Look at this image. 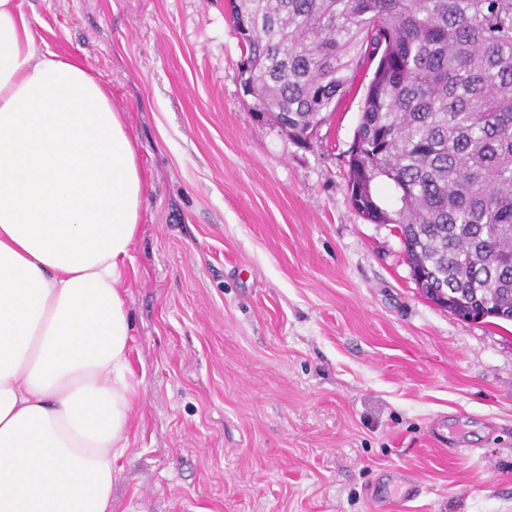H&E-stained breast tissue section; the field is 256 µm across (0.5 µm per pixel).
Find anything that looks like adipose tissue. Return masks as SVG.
<instances>
[{
  "instance_id": "adipose-tissue-1",
  "label": "adipose tissue",
  "mask_w": 512,
  "mask_h": 512,
  "mask_svg": "<svg viewBox=\"0 0 512 512\" xmlns=\"http://www.w3.org/2000/svg\"><path fill=\"white\" fill-rule=\"evenodd\" d=\"M144 193L108 84L0 0V512H114Z\"/></svg>"
}]
</instances>
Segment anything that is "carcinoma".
<instances>
[{
  "instance_id": "1",
  "label": "carcinoma",
  "mask_w": 512,
  "mask_h": 512,
  "mask_svg": "<svg viewBox=\"0 0 512 512\" xmlns=\"http://www.w3.org/2000/svg\"><path fill=\"white\" fill-rule=\"evenodd\" d=\"M253 109L291 140L375 66L347 159L354 209L397 225L425 296L512 322V0H229ZM385 178L397 206L382 207Z\"/></svg>"
}]
</instances>
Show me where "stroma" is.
<instances>
[{"label":"stroma","instance_id":"stroma-1","mask_svg":"<svg viewBox=\"0 0 512 512\" xmlns=\"http://www.w3.org/2000/svg\"><path fill=\"white\" fill-rule=\"evenodd\" d=\"M112 88L147 182L124 288L119 512H512V325L417 287L352 207L353 92L300 145L252 108L227 0H21Z\"/></svg>","mask_w":512,"mask_h":512}]
</instances>
